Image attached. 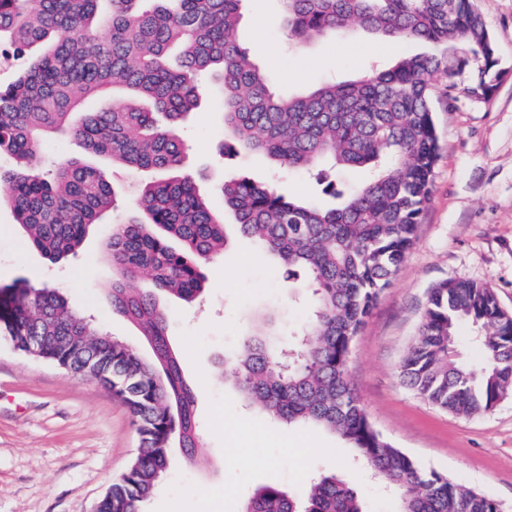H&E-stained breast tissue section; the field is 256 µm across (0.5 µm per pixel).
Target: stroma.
<instances>
[{"instance_id": "1", "label": "stroma", "mask_w": 512, "mask_h": 512, "mask_svg": "<svg viewBox=\"0 0 512 512\" xmlns=\"http://www.w3.org/2000/svg\"><path fill=\"white\" fill-rule=\"evenodd\" d=\"M497 46L499 78L488 98L463 90L446 96L445 76L433 80L439 155L432 194L413 247L356 337L348 378L373 425L421 467L447 475L512 512V395L490 411L463 416L442 410L404 386L400 363L418 330L428 292L436 284L468 279L494 289L512 313V0H477ZM240 43L267 72L275 90L297 93L329 79H361L388 68L405 53L428 52L420 42H390L356 30L299 50L286 36L281 0H245ZM186 166L215 210L230 171L276 182L296 199L338 200L304 175L282 174L263 156L222 155L224 123L214 97H203L180 128ZM143 174L115 169L112 211L90 231L77 256L49 262L32 248L7 206H0V282L17 278L53 288L113 337L135 348L138 329L113 313L112 264L103 245L130 210L129 192ZM205 291L195 301L165 302L168 336L185 379L195 391V415L204 451L186 462L181 449L142 512H239L256 487L276 485L305 498L308 481L339 473L357 490L366 512H398L396 496L352 460L337 437L287 427L248 409L217 374L254 328L251 310L278 311L284 333L300 329L310 306L299 281L286 278L255 240L235 237L223 258L205 266ZM318 449L307 451L306 438ZM139 446L128 409L105 386L16 351L0 339V512H93L125 472ZM213 489L211 498L197 495Z\"/></svg>"}]
</instances>
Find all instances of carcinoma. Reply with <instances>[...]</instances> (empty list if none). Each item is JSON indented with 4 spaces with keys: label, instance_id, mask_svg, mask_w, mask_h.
Instances as JSON below:
<instances>
[{
    "label": "carcinoma",
    "instance_id": "cac0c4a2",
    "mask_svg": "<svg viewBox=\"0 0 512 512\" xmlns=\"http://www.w3.org/2000/svg\"><path fill=\"white\" fill-rule=\"evenodd\" d=\"M244 0H0V48L15 55L45 50L0 85V205L14 213L30 244L51 262L74 254L115 200L108 169L63 157L51 176L42 149L66 137L88 156L153 174L132 191L128 220L105 244L112 263V311L136 324L153 352L97 330L58 291L25 279L0 283V337L69 374L99 379L129 409L139 447L96 512H141L180 445L202 452L195 396L167 337L158 294L192 302L204 292L203 267L222 255L230 233L258 240L290 276L301 272L311 320L284 344L275 317L219 369L251 408L288 426L337 437L399 498V512H496L497 503L436 471L422 469L369 420L348 376L352 345L415 240L432 191L439 141L432 80H463L470 96L488 97L496 45L476 0H282L288 37L315 38L362 29L389 41H419L435 55L400 57L367 79L324 83L280 95L238 41ZM217 80L229 149L260 153L279 168L305 171L325 194V208L290 198L244 174L225 177L224 209L215 214L183 164L178 130L197 106L200 74ZM107 97L101 109L87 101ZM365 169L367 182L343 193L324 166ZM152 281L153 289L134 283ZM469 321L480 351L475 367L452 355L458 325ZM399 378L429 403L454 414L485 412L512 394V314L494 290L466 279L429 291L417 336ZM241 512H365L357 493L334 474L314 479L306 499L264 485Z\"/></svg>",
    "mask_w": 512,
    "mask_h": 512
}]
</instances>
